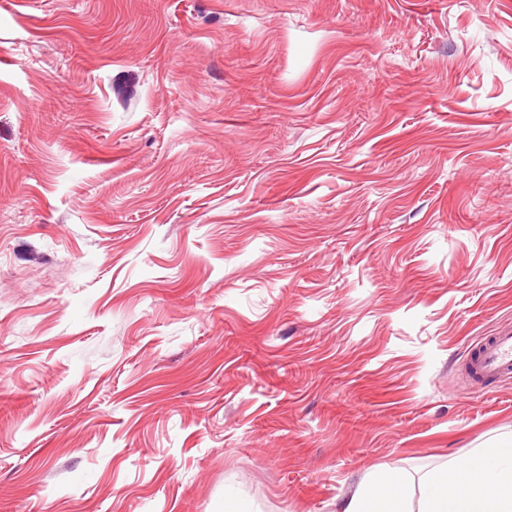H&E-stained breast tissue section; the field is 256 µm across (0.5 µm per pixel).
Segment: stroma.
Returning a JSON list of instances; mask_svg holds the SVG:
<instances>
[{
    "label": "stroma",
    "instance_id": "obj_1",
    "mask_svg": "<svg viewBox=\"0 0 512 512\" xmlns=\"http://www.w3.org/2000/svg\"><path fill=\"white\" fill-rule=\"evenodd\" d=\"M512 0H0V512H342L512 437ZM465 367L474 386L512 378V327H501L489 336L470 355ZM403 476L370 473L359 484L343 512H413Z\"/></svg>",
    "mask_w": 512,
    "mask_h": 512
}]
</instances>
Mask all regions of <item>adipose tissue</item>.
I'll return each mask as SVG.
<instances>
[{"mask_svg":"<svg viewBox=\"0 0 512 512\" xmlns=\"http://www.w3.org/2000/svg\"><path fill=\"white\" fill-rule=\"evenodd\" d=\"M344 512H512V441L476 449L456 480L432 473L420 482L418 508H411L403 476L370 473Z\"/></svg>","mask_w":512,"mask_h":512,"instance_id":"ef3b65f1","label":"adipose tissue"}]
</instances>
